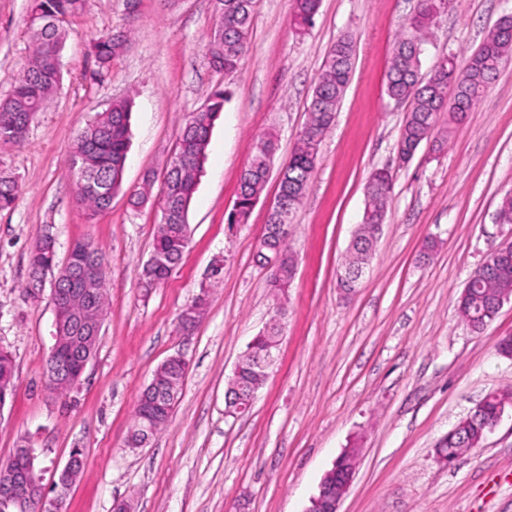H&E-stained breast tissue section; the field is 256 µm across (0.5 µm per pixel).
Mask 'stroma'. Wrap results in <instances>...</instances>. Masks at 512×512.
Masks as SVG:
<instances>
[{
    "mask_svg": "<svg viewBox=\"0 0 512 512\" xmlns=\"http://www.w3.org/2000/svg\"><path fill=\"white\" fill-rule=\"evenodd\" d=\"M30 0H0V98L30 55ZM417 0H321L314 25L290 24L292 0H256L249 49L239 68H211L206 45L212 0H89L69 20L63 80L32 120L24 146L0 143V172L20 194L0 211V348L14 361L16 391L0 409V464L20 440L35 450L45 480L71 448L86 451L68 512H305L339 454L357 447L356 475L340 512H512V409L482 446L446 467L439 441L492 391L512 390V359L496 351L512 335V301L481 333L457 315L468 278L512 224H498V200L512 190V55L463 122L447 126L441 152L421 146L399 164L406 108L385 93L391 50ZM512 0H449L423 59L464 60ZM128 43L101 77L90 40L101 32ZM352 36L351 80L324 139L290 226L297 271L278 360L252 412L224 414L226 381L252 336L274 313L270 272L256 254L277 193L269 179L248 223L227 215L257 135L277 137L276 161L293 150L325 55ZM228 100L210 134L188 212L190 241L180 264L150 294L140 275L160 213L132 210L128 191L162 173L184 117L215 88ZM133 102L124 189L89 218L65 163L81 130L113 101ZM388 167L393 192L370 266L353 296L337 277L360 224L370 175ZM52 234L58 257L90 241L108 267V307L99 349L69 395L47 386L53 344L48 291L30 294L29 254ZM436 240L431 254L426 241ZM224 280L189 333L178 318L205 285L215 260ZM189 363L167 426L143 448L127 437L145 386L174 354Z\"/></svg>",
    "mask_w": 512,
    "mask_h": 512,
    "instance_id": "stroma-1",
    "label": "stroma"
}]
</instances>
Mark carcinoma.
<instances>
[{"label":"carcinoma","instance_id":"carcinoma-1","mask_svg":"<svg viewBox=\"0 0 512 512\" xmlns=\"http://www.w3.org/2000/svg\"><path fill=\"white\" fill-rule=\"evenodd\" d=\"M88 0H31L28 22L32 48L28 64L17 80L12 92L0 99V141L22 145L34 115L55 93L62 80L60 60L69 31L67 18L83 12ZM321 0H293L291 23L303 32L314 24ZM255 0H214L212 35L223 34L224 45L213 55L210 63L224 73L234 72L248 50L250 27ZM445 8L444 0H419V6L409 21V26L396 40L386 73L385 91L397 102L408 103V110L398 140V147L412 157L424 142L441 151L447 139L437 138L434 132L447 117L462 118L472 111L489 84L497 77L506 55L512 53V15L501 17L483 41L469 52L465 65L457 66L445 58L426 76L422 75V57L425 54L427 33L434 18ZM124 40L104 32L91 42V54L99 70H107L112 59L123 47ZM355 53L354 40L342 37L328 50L322 71L315 86L308 109V117L297 144L288 159L281 162V178L277 197L269 213L260 248L256 258L264 262L265 256L277 255L279 263L271 273V287L280 293L289 288L296 267V257L288 239L270 233L279 224L292 223L316 167L322 141L331 131L336 112L348 87ZM225 91L217 88L208 97L207 104L186 117L181 125L174 155L180 157L178 165L169 164L163 176L165 204L168 209L166 223L155 225L151 255L144 264L141 284L150 290L167 279L181 262L189 243L187 235L188 210L196 191L202 168L197 158L206 153L209 136L215 121L224 109ZM132 102L115 101L105 111L97 114L78 135L70 153L68 170L82 167L94 179L97 191L92 194L77 193L79 204L94 218L109 210L112 191L122 188L125 161L130 141ZM278 150L273 134L257 137L253 144L250 165L240 176L237 194V211L229 214V223L249 209L256 195L267 182L270 165ZM155 176L147 173L143 186L131 194L132 205L141 207L151 197ZM393 188V176L377 171L365 192L362 223L352 240L345 273L338 278V287L344 294L357 288L353 273L362 259L372 254L376 239L372 225L380 224L386 215ZM19 195L17 181L0 173V211L10 210ZM495 223L512 224V191L506 192L498 203ZM512 300V240L504 242L492 261L480 265L473 274L468 289L461 292L457 313L473 331L481 333L495 320L504 303ZM272 330L253 337L244 351L238 389L231 391V399L245 397L254 386H262L264 374L256 364V357L266 348ZM155 375L160 387L144 390L136 407L128 446L141 447L148 436L158 434L168 424L180 399L186 373L162 364ZM512 397L511 391L489 393L479 410L460 419L442 439L436 449V460H448L481 447L484 442L483 423L492 420L499 408ZM355 471H328V480L339 493L348 489Z\"/></svg>","mask_w":512,"mask_h":512}]
</instances>
